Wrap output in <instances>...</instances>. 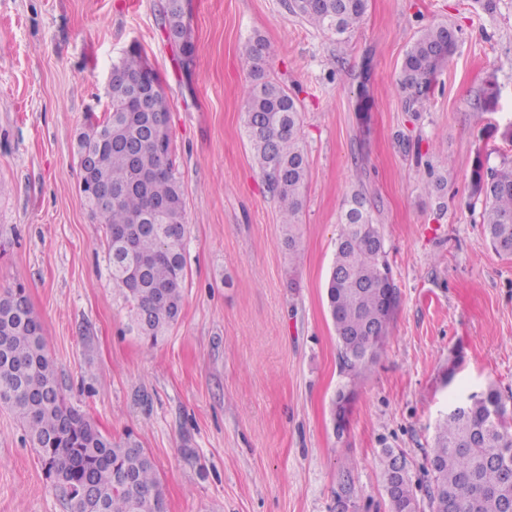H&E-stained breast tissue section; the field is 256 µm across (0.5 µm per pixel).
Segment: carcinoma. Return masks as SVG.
I'll list each match as a JSON object with an SVG mask.
<instances>
[{
	"label": "carcinoma",
	"instance_id": "carcinoma-1",
	"mask_svg": "<svg viewBox=\"0 0 512 512\" xmlns=\"http://www.w3.org/2000/svg\"><path fill=\"white\" fill-rule=\"evenodd\" d=\"M187 0H164L162 26L180 44L185 67L196 52ZM368 0H290V12L336 37L364 17ZM456 31L444 24L425 29L406 51L398 81L408 112H417L437 71L452 55ZM268 45L247 40L242 58L253 81L244 90V134L252 160L279 202L291 235L300 223L307 164L300 137L301 112L279 82L265 78ZM119 80L107 89L109 108L91 112L77 136V154L91 150L93 169L81 172V192L104 225L108 274L131 308L141 339L154 346L179 320L187 278L184 189L176 175L169 104L160 76L137 45L112 64ZM112 191V203L92 199L90 186ZM473 194L483 198L486 241L512 258V166L489 167L476 158ZM340 233L326 297L343 372L354 379L377 358L399 303L383 237L367 204L354 191L340 215ZM0 400L36 448L41 465L69 512H167L156 466L130 433L115 440L69 405L48 357L42 327L26 288L0 293ZM401 455L382 449V477L390 512H420ZM429 512H507L512 505V420L492 385L455 407L437 424L430 449Z\"/></svg>",
	"mask_w": 512,
	"mask_h": 512
}]
</instances>
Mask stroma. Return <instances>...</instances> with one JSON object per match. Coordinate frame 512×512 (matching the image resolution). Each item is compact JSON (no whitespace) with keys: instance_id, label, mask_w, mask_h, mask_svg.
Listing matches in <instances>:
<instances>
[{"instance_id":"stroma-1","label":"stroma","mask_w":512,"mask_h":512,"mask_svg":"<svg viewBox=\"0 0 512 512\" xmlns=\"http://www.w3.org/2000/svg\"><path fill=\"white\" fill-rule=\"evenodd\" d=\"M163 0H0V292L21 284L67 402L153 457L167 512H389L380 454L416 485L439 420L495 386L512 411V259L484 240L476 158L512 163V0H369L343 39L288 0H191L183 70ZM459 27L423 111L397 89L423 29ZM269 44L265 74L301 109L308 181L289 252L277 200L242 135L252 77L241 48ZM139 44L170 108L186 201L179 321L155 346L131 327L106 270L103 225L80 190L76 138L107 108L113 62ZM493 108L476 103L488 86ZM369 108H360V88ZM447 174L440 192L432 175ZM366 195L399 291L369 369L340 368L326 287L353 191ZM354 391L343 434L340 387ZM0 512H68L23 425L0 405Z\"/></svg>"}]
</instances>
